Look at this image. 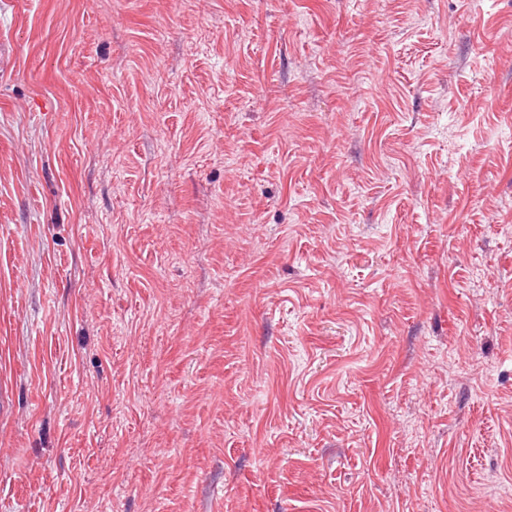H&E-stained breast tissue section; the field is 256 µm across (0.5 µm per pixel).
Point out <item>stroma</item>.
I'll return each mask as SVG.
<instances>
[{"label": "stroma", "instance_id": "obj_1", "mask_svg": "<svg viewBox=\"0 0 512 512\" xmlns=\"http://www.w3.org/2000/svg\"><path fill=\"white\" fill-rule=\"evenodd\" d=\"M0 512H512V0H0Z\"/></svg>", "mask_w": 512, "mask_h": 512}]
</instances>
